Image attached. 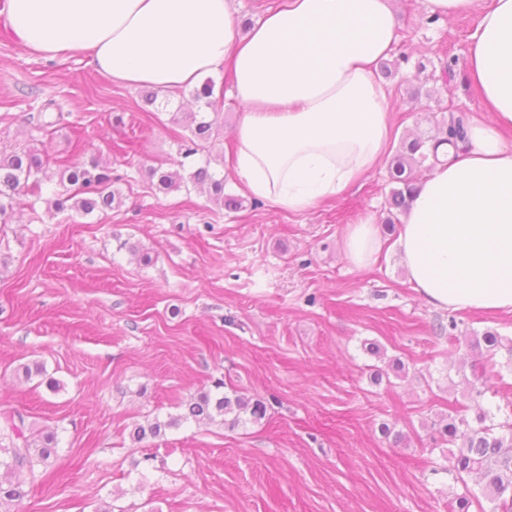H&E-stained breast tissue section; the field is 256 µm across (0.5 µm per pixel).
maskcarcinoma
<instances>
[{
    "mask_svg": "<svg viewBox=\"0 0 512 512\" xmlns=\"http://www.w3.org/2000/svg\"><path fill=\"white\" fill-rule=\"evenodd\" d=\"M189 130L190 135L182 139L179 148L185 159L206 148V144L218 134L217 119L204 116L196 118ZM464 137L463 120L452 117L442 122L435 134L401 143L391 166L390 176L395 187L388 199L389 209L405 211L416 192L414 169L423 166L431 157L437 158L435 149L440 143L462 140ZM44 167L42 158L30 148L18 147L9 153H0L1 223H6L15 199L20 196L44 200L47 210L56 215L75 212L82 216L110 209L120 199L119 190L114 188L117 180L112 178V170L94 162L89 165L80 162L65 165L58 188L52 190L45 199L40 178ZM154 174L157 175V189L161 193L167 194L190 184L206 185L212 198L226 208L231 210L239 205V199L224 195V176L210 170L207 163L192 168L185 175L159 169ZM475 345L484 347L481 352L484 363L472 365L476 379H481L478 372L484 368V364L493 362L502 350L510 356L504 367L512 369V337L486 331L475 337ZM223 388L224 380L219 379L214 382V391H204L184 401L183 413L171 415L166 420L156 417L144 424H135L131 433L132 440L140 443L149 437L158 438L166 430L188 420L214 421L221 417L224 424L233 429L265 418L267 406L262 399L245 398L235 391L226 393ZM482 395L480 390L462 394L464 403L460 404L459 410L437 423L439 437L436 445L452 447L448 472L464 483V492L452 501L451 512H470L473 506L479 508V512H512V425H508L509 434H498L497 429L503 427V424L495 422L496 413L492 409L479 403L478 397ZM471 402L475 406V416L470 420L464 412L469 409ZM8 429L11 446L0 448V454L7 455L6 459L0 460V466L10 471L12 479L6 484L0 482V505L21 500L29 484L34 462H45L58 452L55 434L27 435L21 416L16 422L10 421ZM472 475L477 476L481 484L475 487L467 485L466 478ZM485 501L491 504V510H485Z\"/></svg>",
    "mask_w": 512,
    "mask_h": 512,
    "instance_id": "1",
    "label": "carcinoma"
}]
</instances>
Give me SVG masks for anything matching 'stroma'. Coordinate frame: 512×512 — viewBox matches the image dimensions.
<instances>
[{
    "label": "stroma",
    "instance_id": "35a3bbf8",
    "mask_svg": "<svg viewBox=\"0 0 512 512\" xmlns=\"http://www.w3.org/2000/svg\"><path fill=\"white\" fill-rule=\"evenodd\" d=\"M396 13L394 67L381 83L399 139L471 119L476 15L430 24L425 0H396ZM211 79L224 101L216 162L233 147L239 112L229 71ZM147 93L77 57L28 54L0 0V152L30 147L52 176L94 161L122 191L121 205L86 217L22 204L0 223V428L20 413L28 430L60 439L25 497L0 512H448L463 487L433 424L468 388L480 360L473 336H512V314L429 305L388 234L368 266L345 259L346 226L388 215V166L305 213L252 200L229 173L237 210L200 186L155 194L151 170L194 164L179 154L189 129L174 113L204 106L184 88L151 110ZM50 101L63 104L62 122ZM122 239L153 263L119 249ZM372 341L383 357L365 351ZM37 362L45 375L25 378ZM218 379L263 399L265 418L233 429L189 421L130 440L132 424L179 414ZM384 424L408 442L383 438Z\"/></svg>",
    "mask_w": 512,
    "mask_h": 512
}]
</instances>
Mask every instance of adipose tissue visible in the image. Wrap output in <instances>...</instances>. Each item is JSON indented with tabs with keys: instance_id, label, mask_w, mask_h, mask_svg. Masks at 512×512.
Returning a JSON list of instances; mask_svg holds the SVG:
<instances>
[{
	"instance_id": "ef3b65f1",
	"label": "adipose tissue",
	"mask_w": 512,
	"mask_h": 512,
	"mask_svg": "<svg viewBox=\"0 0 512 512\" xmlns=\"http://www.w3.org/2000/svg\"><path fill=\"white\" fill-rule=\"evenodd\" d=\"M425 0L444 20L478 12L466 64L481 117L438 149L400 217L394 247L432 306L512 312V0ZM11 32L29 54L81 56L129 87L170 93L220 67L240 117L229 159L259 201L304 213L385 161L392 105L376 78L398 39L392 0H286L240 33L234 0H8ZM382 248L373 215L348 225L346 259Z\"/></svg>"
}]
</instances>
